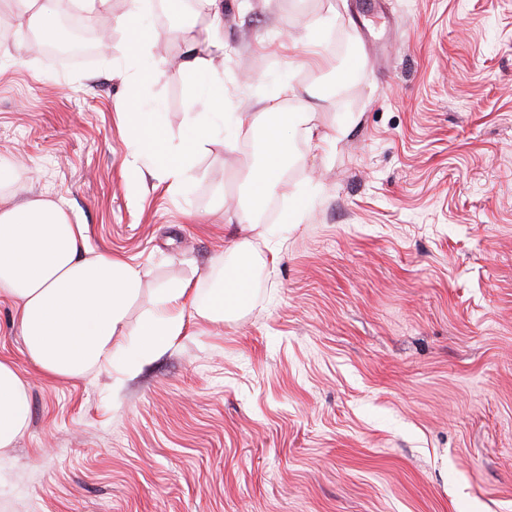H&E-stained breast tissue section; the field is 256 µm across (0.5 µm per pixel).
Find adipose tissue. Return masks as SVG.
Returning <instances> with one entry per match:
<instances>
[{"mask_svg":"<svg viewBox=\"0 0 512 512\" xmlns=\"http://www.w3.org/2000/svg\"><path fill=\"white\" fill-rule=\"evenodd\" d=\"M263 121L265 149L252 176L259 201L276 190V175L288 166L292 132H299L313 150L326 146L305 113L267 106ZM24 168L20 159L0 164V299L16 306L25 354L43 376L59 381L84 378L120 351L126 373L137 374L184 334L188 283L157 289L147 316L130 324L129 308L140 296L148 269L93 252L85 225L52 199L19 198L18 173ZM250 272V264L235 265L197 314L210 321L234 315L248 300ZM29 419V381L13 360L0 358V456L15 448Z\"/></svg>","mask_w":512,"mask_h":512,"instance_id":"1","label":"adipose tissue"}]
</instances>
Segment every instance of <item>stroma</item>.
<instances>
[{"mask_svg":"<svg viewBox=\"0 0 512 512\" xmlns=\"http://www.w3.org/2000/svg\"><path fill=\"white\" fill-rule=\"evenodd\" d=\"M224 54L127 0L84 15L107 51L62 62L44 20L0 7V163L59 202L89 246L190 282L255 225L247 307L187 329L132 377L32 374L13 305L0 357L30 372V425L0 456V512H512V0H221ZM142 71L137 86L122 74ZM224 121L309 105L327 154L292 143L276 193L246 186L262 130L214 136L178 192L159 178L191 99ZM156 160L131 173L130 127Z\"/></svg>","mask_w":512,"mask_h":512,"instance_id":"35a3bbf8","label":"stroma"}]
</instances>
